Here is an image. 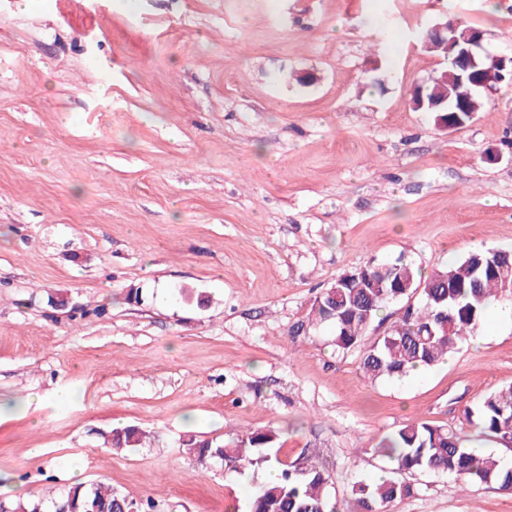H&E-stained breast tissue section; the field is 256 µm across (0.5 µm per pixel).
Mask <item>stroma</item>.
Listing matches in <instances>:
<instances>
[{"label":"stroma","mask_w":512,"mask_h":512,"mask_svg":"<svg viewBox=\"0 0 512 512\" xmlns=\"http://www.w3.org/2000/svg\"><path fill=\"white\" fill-rule=\"evenodd\" d=\"M448 12L512 49V0H0L8 512L16 483L32 500L103 483L154 512H233L265 471L184 442L239 430L276 428L270 456L316 459L339 512L389 473L375 448L409 422L512 461L463 413L512 384V319L489 311L481 343L377 382L304 324L370 262L429 273L512 247V86L456 130L410 103L444 66L415 35ZM130 425L143 445L113 450ZM411 482L389 512H512L494 484Z\"/></svg>","instance_id":"obj_1"}]
</instances>
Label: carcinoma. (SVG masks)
<instances>
[{
	"mask_svg": "<svg viewBox=\"0 0 512 512\" xmlns=\"http://www.w3.org/2000/svg\"><path fill=\"white\" fill-rule=\"evenodd\" d=\"M435 53L447 61L439 74L424 84L426 100L448 98L453 106L458 84L453 55L445 45ZM512 295V252L479 249L460 260H451L428 276L398 258L369 264L351 271L350 279L337 277L312 304L307 321L332 330L338 352L360 353V370L371 379L401 380L410 371L443 362L482 321L489 304ZM396 305L395 320L374 341L367 327L382 321L380 315ZM465 419L502 441H512V385L489 393L476 409L464 411ZM143 432L135 427L112 430V447H138ZM275 429L231 433L224 440H195L199 460L218 459L233 471L277 468V480L252 486L245 512H336L326 494V469L314 462L294 464L261 452L279 441ZM377 452L399 474L433 472L455 477L465 487L495 483L512 490V465L493 452L469 446L462 431L413 422L384 438ZM413 494V486L398 478L384 477L352 487L353 512H386L392 502ZM71 503L75 512H121L126 497L101 484L71 486L55 509Z\"/></svg>",
	"mask_w": 512,
	"mask_h": 512,
	"instance_id": "obj_1",
	"label": "carcinoma"
}]
</instances>
